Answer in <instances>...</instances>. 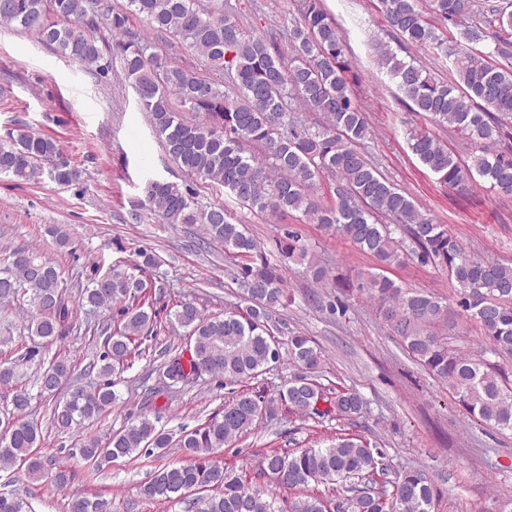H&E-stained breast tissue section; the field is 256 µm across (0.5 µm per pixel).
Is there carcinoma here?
<instances>
[{
  "label": "carcinoma",
  "mask_w": 512,
  "mask_h": 512,
  "mask_svg": "<svg viewBox=\"0 0 512 512\" xmlns=\"http://www.w3.org/2000/svg\"><path fill=\"white\" fill-rule=\"evenodd\" d=\"M201 2L127 0L115 9L107 0H0V24L37 32L57 54L90 69L105 72L119 62L183 172L224 187L238 205L256 213L300 212L371 256L377 271L361 276L358 289L375 302L377 315L407 355L448 384L469 416L512 432V376L485 356H467L452 344L458 313L447 300L406 289L384 274L406 257L444 267L460 296L458 306L483 332L488 351L512 358V263L468 251L366 158L361 146L372 127L354 91L347 40L321 0H299L285 46L273 33L253 34L224 0H207L205 9ZM380 3L401 42L444 57L452 79H439L380 46L378 67L410 111L448 126L471 147L465 162L432 132L414 129L408 133L413 155L440 183L459 192L478 176L497 193L512 195V11L477 0ZM134 20L200 53L212 76L199 77L160 54L148 36L131 28ZM102 27L112 32L111 40L98 36ZM487 39L492 49H477ZM226 74L237 88L233 97L224 91ZM294 102L319 114L318 124L296 121ZM45 164L59 185L78 178L50 137L22 131L0 144V175L26 183L41 177ZM326 178L333 181L328 203L320 193ZM145 194L149 208L167 223L198 224L208 242L224 248L251 306L243 313L207 315L185 299L161 322L153 305L138 302L147 275L160 267L151 252H139L141 261L131 269L120 261L103 272L94 268L71 300L61 269L36 249L1 247L0 303L27 312L28 340L20 358L36 362L39 374L21 385L15 366L0 363V396L11 405L0 417V471L20 462L29 477L43 478L45 462L34 452L38 429L27 419L32 401L57 397L50 422L59 430L95 422L118 400L112 376L132 366L131 345L166 329L182 331L187 339L164 363L163 376L172 387L205 376L226 384L255 379L285 359L297 373L279 398L242 391L193 429L175 432L159 425L160 412H141L107 442H81L84 460L98 468L118 458L161 457L168 448L181 449L186 461L159 465L140 494L180 503L185 512H326L333 502L336 512H431L435 486L426 474L418 468L392 471L386 450L355 434L339 433L323 448L262 452L259 472L249 481L214 459L217 451L248 436L260 419H275L281 402L299 416L339 422L358 418L366 402L356 390L335 392L321 383L324 356L309 337H288L283 357L270 332L273 313L287 298L279 266L267 260L234 213L222 203L200 204L192 189L176 182L150 181ZM385 216L396 225L382 223ZM397 232L409 240L403 250ZM278 251L281 261H305L313 279L325 280L324 268L308 260L298 233H284ZM102 310L112 313V322L101 327L100 353L89 365L98 381L66 389L71 366L64 358L47 359L43 343L68 337L79 312L90 316ZM320 484L336 486L335 495L318 493ZM281 489L295 493L286 509L278 505ZM0 512H31V507L11 491L0 492ZM64 512H107V504L73 494Z\"/></svg>",
  "instance_id": "1"
}]
</instances>
